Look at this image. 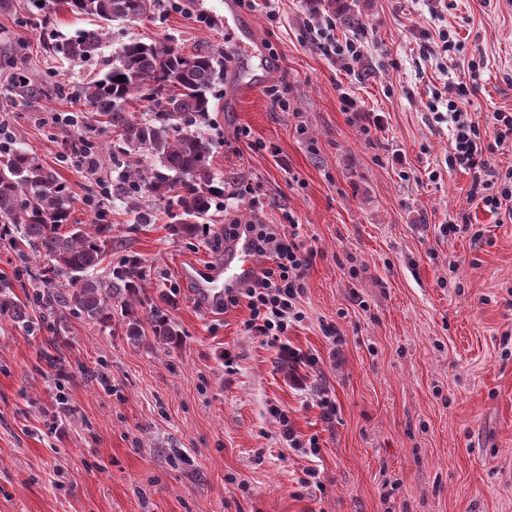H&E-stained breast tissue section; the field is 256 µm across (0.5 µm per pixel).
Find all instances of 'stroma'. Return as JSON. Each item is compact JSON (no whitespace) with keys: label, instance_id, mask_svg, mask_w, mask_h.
Wrapping results in <instances>:
<instances>
[{"label":"stroma","instance_id":"1","mask_svg":"<svg viewBox=\"0 0 512 512\" xmlns=\"http://www.w3.org/2000/svg\"><path fill=\"white\" fill-rule=\"evenodd\" d=\"M179 2L112 22L98 56L62 68L43 29L70 38L91 21L60 6L34 14L27 0L0 6V139L69 184L79 223L96 218L88 199H102L112 242L99 276L138 261L146 295L174 299L180 334L134 343L117 311L108 328L72 313L43 322L0 241V276L34 323L0 320V512H512V220L470 200V174L447 165L451 126L434 118L435 91L470 83L471 61L481 65L473 121L512 111V0H360L365 56L350 71L319 50L315 24L328 12L308 0H277L273 20L244 9L260 60L238 52L224 0ZM446 28L458 38L449 52L437 37ZM131 38L224 54L204 131L216 175L236 192L192 237L164 219L136 223L123 199L101 194L108 155L92 175L70 149L82 135L109 138L70 92ZM19 70L28 88L14 86ZM260 75L266 90L238 98ZM54 81L69 94L35 95ZM288 214L313 258L305 318L283 342L318 358L294 372L279 343L247 330L246 305H204L180 275L186 262L223 260L225 224ZM452 223L462 232L444 233ZM56 345L61 374L45 359ZM275 406L318 454L288 446ZM309 468L319 485L299 484Z\"/></svg>","mask_w":512,"mask_h":512}]
</instances>
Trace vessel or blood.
Returning <instances> with one entry per match:
<instances>
[{
	"mask_svg": "<svg viewBox=\"0 0 512 512\" xmlns=\"http://www.w3.org/2000/svg\"><path fill=\"white\" fill-rule=\"evenodd\" d=\"M256 272L252 242L243 236L226 248L222 267L206 271L191 263L181 269L182 276L194 285L200 299L213 307L221 306L225 295L238 293L246 287Z\"/></svg>",
	"mask_w": 512,
	"mask_h": 512,
	"instance_id": "b4317fda",
	"label": "vessel or blood"
}]
</instances>
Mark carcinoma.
<instances>
[{
    "mask_svg": "<svg viewBox=\"0 0 512 512\" xmlns=\"http://www.w3.org/2000/svg\"><path fill=\"white\" fill-rule=\"evenodd\" d=\"M162 0H60L69 12L104 22L141 21L154 15ZM325 6L345 29L358 31L362 13L357 0H327ZM104 30H82L57 39L44 31L46 50L66 60L84 61L98 49ZM224 77V53L190 54L168 44L130 40L121 46L102 78L83 88L78 98L107 118L112 139L104 149L119 174L112 195L138 211L141 224H153L157 210L167 212L175 231L193 235L202 229L213 205L224 198V180L212 168L211 142L201 133L214 108L213 89ZM71 151L98 156L94 140L79 137ZM153 198L142 207L140 198ZM70 186L33 153L13 145L0 147V240L16 254L30 278L32 301L48 314L68 310L107 327L112 304L122 298L125 336L145 339L144 324L164 345L179 336L164 310L139 296L143 272L131 261L112 279L96 271L111 242L110 224H73ZM43 266L29 269L31 256ZM14 284L0 279V318L26 330L32 322ZM145 309L141 317L139 309Z\"/></svg>",
    "mask_w": 512,
    "mask_h": 512,
    "instance_id": "cac0c4a2",
    "label": "carcinoma"
}]
</instances>
